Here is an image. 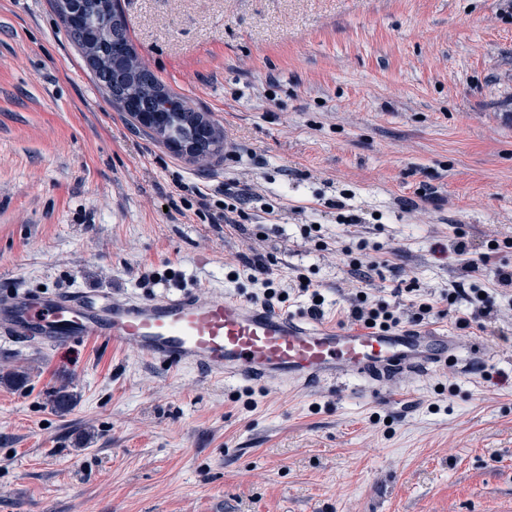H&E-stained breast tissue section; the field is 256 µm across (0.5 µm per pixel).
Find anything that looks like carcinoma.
I'll return each instance as SVG.
<instances>
[{
	"label": "carcinoma",
	"mask_w": 512,
	"mask_h": 512,
	"mask_svg": "<svg viewBox=\"0 0 512 512\" xmlns=\"http://www.w3.org/2000/svg\"><path fill=\"white\" fill-rule=\"evenodd\" d=\"M80 24L67 26L71 40L81 49L91 48V64L98 82L109 91V101L119 112L132 115L138 112L182 113L193 112L180 95L170 91L144 67L136 66L129 75L116 70V64L133 59V48L126 26L113 23L115 0H75ZM195 132L186 121L171 126L164 143L176 142ZM73 394L64 386L54 391V407L65 412L73 404Z\"/></svg>",
	"instance_id": "obj_1"
}]
</instances>
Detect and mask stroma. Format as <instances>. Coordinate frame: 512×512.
Here are the masks:
<instances>
[{"mask_svg": "<svg viewBox=\"0 0 512 512\" xmlns=\"http://www.w3.org/2000/svg\"><path fill=\"white\" fill-rule=\"evenodd\" d=\"M121 6L138 63L236 150L177 155L112 108L53 0H0V295L245 300L259 254L289 312L305 277L343 327L345 212L380 264L370 299L418 288L458 352L397 382L255 385L0 335V371L28 374L0 384V512H512V295L464 330L470 305L445 298L458 233L476 251L512 238V0ZM228 179L253 195L233 228Z\"/></svg>", "mask_w": 512, "mask_h": 512, "instance_id": "obj_1", "label": "stroma"}]
</instances>
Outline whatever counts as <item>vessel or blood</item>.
Wrapping results in <instances>:
<instances>
[{
	"mask_svg": "<svg viewBox=\"0 0 512 512\" xmlns=\"http://www.w3.org/2000/svg\"><path fill=\"white\" fill-rule=\"evenodd\" d=\"M0 334L61 347L100 340L172 367L251 382L376 380L437 365L454 352L447 337L427 331L307 327L237 297L193 292L124 301L86 291L6 295L0 297Z\"/></svg>",
	"mask_w": 512,
	"mask_h": 512,
	"instance_id": "1",
	"label": "vessel or blood"
}]
</instances>
